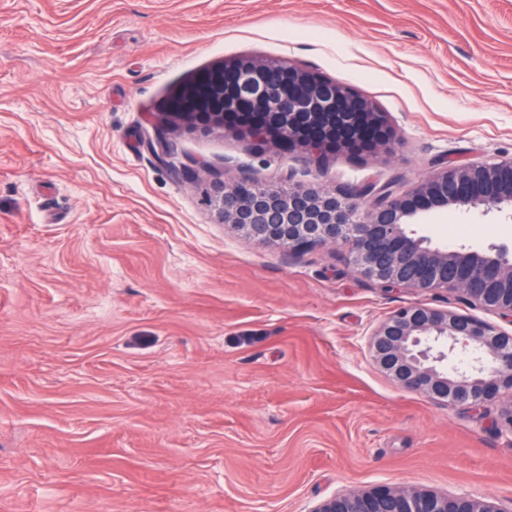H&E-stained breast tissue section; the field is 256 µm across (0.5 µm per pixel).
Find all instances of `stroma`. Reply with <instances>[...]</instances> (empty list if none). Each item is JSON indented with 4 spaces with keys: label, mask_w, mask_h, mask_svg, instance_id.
<instances>
[{
    "label": "stroma",
    "mask_w": 512,
    "mask_h": 512,
    "mask_svg": "<svg viewBox=\"0 0 512 512\" xmlns=\"http://www.w3.org/2000/svg\"><path fill=\"white\" fill-rule=\"evenodd\" d=\"M281 58L387 113L366 160L256 150L160 114L199 73ZM512 156V0H0V512H310L393 484L512 504V435L396 386L370 336L396 308L503 326L460 293L384 289L343 246L221 223L212 170L411 188ZM430 247L512 250L506 213L450 208Z\"/></svg>",
    "instance_id": "1"
}]
</instances>
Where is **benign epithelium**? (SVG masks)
Here are the masks:
<instances>
[{"label":"benign epithelium","instance_id":"7a95c632","mask_svg":"<svg viewBox=\"0 0 512 512\" xmlns=\"http://www.w3.org/2000/svg\"><path fill=\"white\" fill-rule=\"evenodd\" d=\"M265 60L240 58L200 74L204 95L185 90L157 124L152 150L166 152L168 124L190 130L224 129L227 114L264 117L244 127L254 145L300 147L326 166L333 148L359 155L398 141L385 113L354 89L293 64L287 79ZM222 223L264 244L303 253L341 243L355 273L386 289L455 290L512 324V257L430 249L405 230L406 219L450 206L488 214L512 205V158L493 165L444 164L406 193L391 182L347 189L263 185L248 173L215 175L205 191ZM380 371L401 388L432 401L460 405L477 417L498 407L494 423L512 435V332L443 308L410 304L395 309L369 340ZM309 512H512L491 496H448L429 489L375 484L353 487Z\"/></svg>","mask_w":512,"mask_h":512}]
</instances>
